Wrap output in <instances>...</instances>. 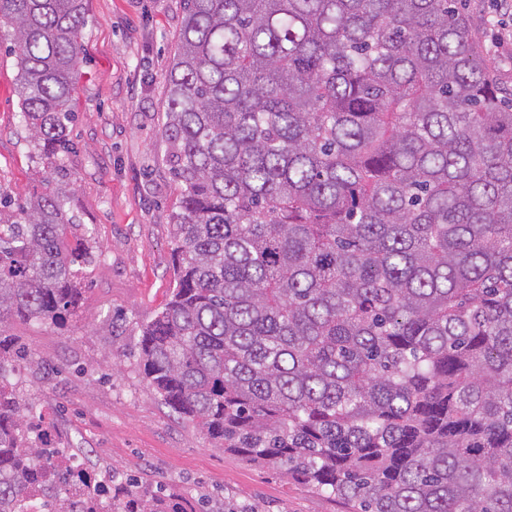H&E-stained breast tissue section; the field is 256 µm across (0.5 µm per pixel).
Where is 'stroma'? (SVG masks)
<instances>
[{
  "label": "stroma",
  "mask_w": 512,
  "mask_h": 512,
  "mask_svg": "<svg viewBox=\"0 0 512 512\" xmlns=\"http://www.w3.org/2000/svg\"><path fill=\"white\" fill-rule=\"evenodd\" d=\"M74 97L70 205L105 257L88 269L67 328L9 321L31 352L15 362L19 398L52 413L84 467H112L133 490L178 493L204 512H348L336 498L213 447L159 401L138 359L141 330L173 287L171 214L178 195L165 162V75L183 0H85ZM477 49L512 90V12L465 0ZM18 70L0 25V189L25 200L47 188L46 166L21 136Z\"/></svg>",
  "instance_id": "obj_1"
}]
</instances>
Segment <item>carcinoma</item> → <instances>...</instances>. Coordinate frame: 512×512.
I'll use <instances>...</instances> for the list:
<instances>
[{"mask_svg":"<svg viewBox=\"0 0 512 512\" xmlns=\"http://www.w3.org/2000/svg\"><path fill=\"white\" fill-rule=\"evenodd\" d=\"M23 139L61 175L0 195V512L47 461L4 321L67 325L104 255L66 209L84 0H0ZM459 0H184L165 76L162 403L350 512H512V103ZM46 512H74L65 482ZM104 512H168L159 495Z\"/></svg>","mask_w":512,"mask_h":512,"instance_id":"1","label":"carcinoma"}]
</instances>
